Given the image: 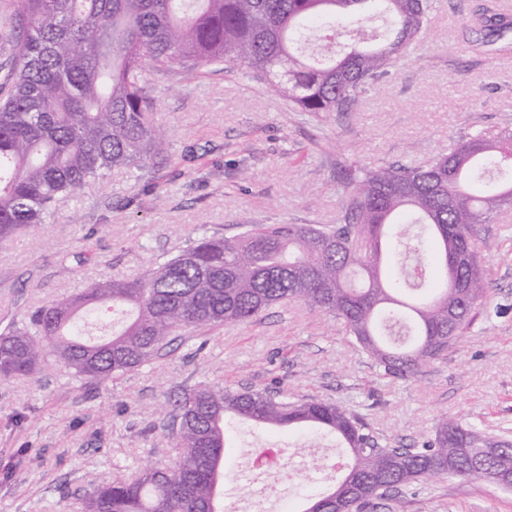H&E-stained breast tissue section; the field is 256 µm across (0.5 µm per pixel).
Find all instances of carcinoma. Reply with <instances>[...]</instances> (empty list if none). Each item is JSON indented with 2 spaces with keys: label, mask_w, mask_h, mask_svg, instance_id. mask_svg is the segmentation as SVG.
Listing matches in <instances>:
<instances>
[{
  "label": "carcinoma",
  "mask_w": 512,
  "mask_h": 512,
  "mask_svg": "<svg viewBox=\"0 0 512 512\" xmlns=\"http://www.w3.org/2000/svg\"><path fill=\"white\" fill-rule=\"evenodd\" d=\"M18 26L0 29L12 63L0 79V242L42 224L76 190L115 168L166 153L153 120L151 76L174 65L187 80L208 66L240 68L301 112H351L415 46L432 0H13ZM371 8L393 19L386 42L352 31L339 59L298 55L310 30L333 43L348 17ZM466 29L486 44L512 31V15L485 8ZM512 131L486 129L427 165L342 168V222L245 224L233 237L195 240L136 278L107 277L32 310L0 336V379L60 363L98 384L151 363L187 328L252 322L291 301L341 319L383 375L407 379L444 356L487 293L491 267L472 247L475 226L512 208ZM494 188L479 194L469 183ZM444 278L428 287L426 241ZM472 262L455 265L457 252ZM126 313L118 331L85 338L80 313ZM457 317L448 320V310ZM311 425L350 451L339 477L312 500L321 512H365L399 489L458 477L494 483L512 472V440L440 417L418 445L386 448L362 416L318 398L200 387L150 411L185 420L179 457L117 472L83 498L84 512H221L224 420Z\"/></svg>",
  "instance_id": "obj_1"
}]
</instances>
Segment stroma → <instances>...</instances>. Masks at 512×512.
I'll list each match as a JSON object with an SVG mask.
<instances>
[{"label": "stroma", "mask_w": 512, "mask_h": 512, "mask_svg": "<svg viewBox=\"0 0 512 512\" xmlns=\"http://www.w3.org/2000/svg\"><path fill=\"white\" fill-rule=\"evenodd\" d=\"M493 0H434L427 30L397 74L351 112H295L262 84L212 66L194 81L154 74L163 160L113 170L78 190L46 222L0 243V332L32 307L99 279L133 278L202 233L245 224H339L338 165H423L460 138L512 128V51L471 45L465 21ZM475 249L492 269L483 306L447 355L414 378H380L334 315L276 305L247 324L177 333L150 364L88 386L55 365L0 381V512H81V498L113 471L175 457L167 422L147 408L201 385L316 397L361 413L396 448L448 414L512 436V212L478 225ZM230 473L282 448L281 470L317 461L318 479L280 481L264 512H299L344 455L308 429L230 431ZM367 512H512V491L447 478L392 494Z\"/></svg>", "instance_id": "stroma-1"}]
</instances>
